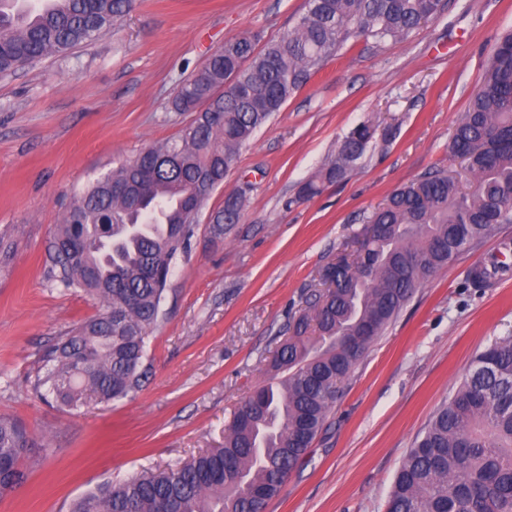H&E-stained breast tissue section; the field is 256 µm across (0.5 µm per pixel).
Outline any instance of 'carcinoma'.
Returning a JSON list of instances; mask_svg holds the SVG:
<instances>
[{"label": "carcinoma", "mask_w": 512, "mask_h": 512, "mask_svg": "<svg viewBox=\"0 0 512 512\" xmlns=\"http://www.w3.org/2000/svg\"><path fill=\"white\" fill-rule=\"evenodd\" d=\"M0 0V76L67 54L111 30L131 0ZM445 0H307L293 30L257 48V38L224 41L172 101L195 117L179 136L141 150L77 196L58 225V281L98 300L100 313L47 354L35 388L64 407L87 397L118 400L141 387L147 339L161 320L168 280L186 253L199 214L224 184L239 150L341 46L360 37H406L439 15ZM375 128L362 123L336 157L303 184L313 196L346 177ZM473 178L464 192L429 172L390 193L370 224L384 234L362 243L361 265L328 264L336 287L312 292L308 312L287 324L272 368L281 374L238 408L224 447L165 470L104 481L71 512H265L302 463L344 392L350 373L421 284L462 252L512 224V32L497 39L483 84L458 123L452 148ZM122 185L134 201L112 193ZM243 194L224 196L212 232L236 223ZM489 258L469 274L477 288L505 270ZM27 429L0 417V495L26 480ZM386 512H512V335L475 357L448 403L433 415L401 465Z\"/></svg>", "instance_id": "obj_1"}]
</instances>
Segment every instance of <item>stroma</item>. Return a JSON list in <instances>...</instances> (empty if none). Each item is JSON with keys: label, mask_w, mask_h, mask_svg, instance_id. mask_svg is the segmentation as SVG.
I'll return each mask as SVG.
<instances>
[{"label": "stroma", "mask_w": 512, "mask_h": 512, "mask_svg": "<svg viewBox=\"0 0 512 512\" xmlns=\"http://www.w3.org/2000/svg\"><path fill=\"white\" fill-rule=\"evenodd\" d=\"M305 9L306 0H134L97 40L0 76V416L32 439L27 478L0 496V512H69L102 481L221 446L233 410L274 378L272 357L322 268L352 249L387 195L436 170L469 190L452 138L498 36L512 31V0H446L406 38L344 44L257 129L200 213L147 342L140 390L68 409L35 389L48 351L100 310L51 276L53 234L70 204L178 136L192 115L172 110L176 88L225 39H277ZM363 122L395 136L375 140L341 182L299 198ZM232 191L245 195L240 218L214 235L210 212ZM496 246L488 238L416 289L266 512H385L416 438L474 358L512 334V280L495 290L466 282Z\"/></svg>", "instance_id": "35a3bbf8"}]
</instances>
